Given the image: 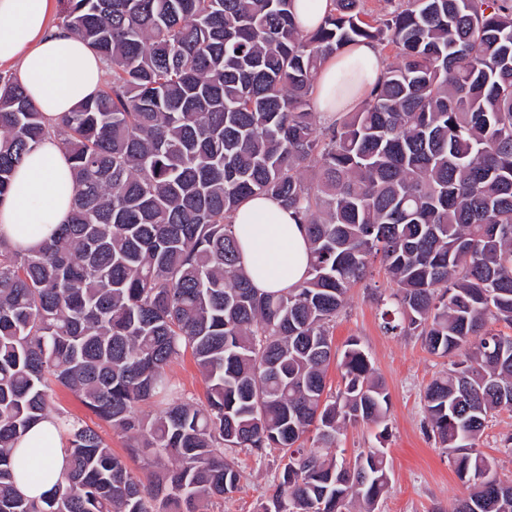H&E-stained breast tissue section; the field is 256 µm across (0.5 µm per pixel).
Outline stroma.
Instances as JSON below:
<instances>
[{"label": "stroma", "mask_w": 512, "mask_h": 512, "mask_svg": "<svg viewBox=\"0 0 512 512\" xmlns=\"http://www.w3.org/2000/svg\"><path fill=\"white\" fill-rule=\"evenodd\" d=\"M392 288L384 266L374 264L371 277L351 288L346 307L336 320L333 342L337 350H344L350 340L359 341L386 386L390 407L387 432H379L372 424L348 426L335 454L350 460L368 448L386 450L391 482L377 512H451L463 487L447 454L425 432L421 401L426 385L447 371L450 361L431 355L417 336L384 334L380 313ZM167 373L184 397L204 401L207 384L192 354L173 361ZM52 410L97 428L115 452H123L126 436L102 424L70 391L55 388ZM478 446L494 458L499 478L512 481V412L503 411L493 418ZM237 462L243 472L240 486L215 505L213 512H259L273 492L282 467L278 452L262 456L242 452Z\"/></svg>", "instance_id": "stroma-1"}]
</instances>
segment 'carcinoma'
<instances>
[{
    "instance_id": "carcinoma-1",
    "label": "carcinoma",
    "mask_w": 512,
    "mask_h": 512,
    "mask_svg": "<svg viewBox=\"0 0 512 512\" xmlns=\"http://www.w3.org/2000/svg\"><path fill=\"white\" fill-rule=\"evenodd\" d=\"M331 2L304 33L294 0H63L59 27L109 82L50 125L0 78V197L51 136L75 182L41 249L0 240V512H206L237 489L244 449L283 462L261 512H375L384 449L325 453L388 412L357 341L343 389L324 392L330 323L376 257L394 285L382 330L455 358L423 397L466 490L452 512H512V481L484 483L493 463L477 448L512 411V336L493 329L512 326V0H402L371 20L362 0ZM360 42L394 62L355 111L317 124L315 72ZM256 195L306 229L308 275L286 293H257L239 263L232 218ZM188 350L204 404L167 377ZM53 383L128 445L120 456L57 414L68 472L35 502L15 488L12 450L50 415ZM129 458L159 469L144 480Z\"/></svg>"
}]
</instances>
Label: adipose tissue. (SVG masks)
I'll return each mask as SVG.
<instances>
[{"label": "adipose tissue", "instance_id": "adipose-tissue-1", "mask_svg": "<svg viewBox=\"0 0 512 512\" xmlns=\"http://www.w3.org/2000/svg\"><path fill=\"white\" fill-rule=\"evenodd\" d=\"M57 0H0V67L15 80L48 122L93 97L104 62L79 36L49 25ZM383 63L375 45L358 43L326 59L314 76L320 112L328 118L351 110L378 84ZM75 183L57 139L43 140L17 166L11 192L0 200V240L12 247H41L71 211ZM241 265L261 293L286 292L307 274L305 227L268 196L245 200L234 216ZM16 488L38 501L63 480L67 460L54 417L33 424L18 442Z\"/></svg>", "mask_w": 512, "mask_h": 512}]
</instances>
